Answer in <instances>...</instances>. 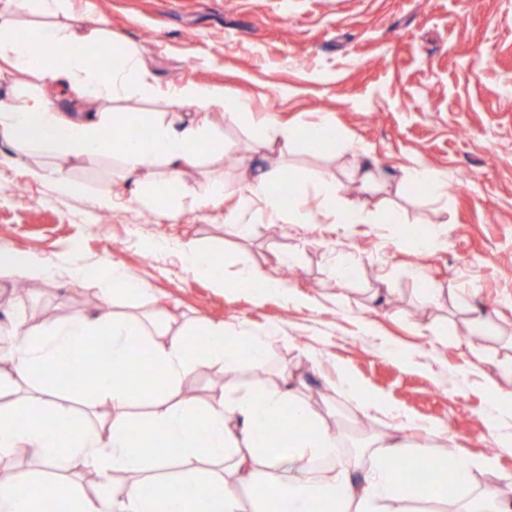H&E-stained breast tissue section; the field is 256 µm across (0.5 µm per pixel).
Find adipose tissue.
Wrapping results in <instances>:
<instances>
[{
    "label": "adipose tissue",
    "instance_id": "adipose-tissue-1",
    "mask_svg": "<svg viewBox=\"0 0 512 512\" xmlns=\"http://www.w3.org/2000/svg\"><path fill=\"white\" fill-rule=\"evenodd\" d=\"M69 3L0 0V61L40 82L38 93L23 102L0 95V144L17 159L109 155L118 160L123 180L134 183L163 165L161 182L141 195L160 207L223 198V183L202 186L186 174L197 168L204 147L224 143L213 111L247 116L249 101L227 88L176 85L169 90L176 111L150 116L144 138L115 136L132 114H93L86 102L107 103L128 91L152 95L148 62L137 46L122 42L112 64L89 67L86 50L111 40L112 32L86 26ZM19 9L31 20L17 34L9 17ZM22 40L28 50L19 48ZM71 45L80 46V53L60 57ZM279 178V171L269 170L249 184L237 214L229 218L237 233L247 229L241 215L259 204L292 224L315 222L300 197L271 192ZM311 179L319 187L322 211L336 223H373L363 208L337 207L335 177L315 172ZM11 331L15 343L0 351V463L30 451L40 468L0 480V512H57L59 501L72 505L73 512H246L239 495L243 488L257 512H512V476L482 486L464 460L456 464L444 493L412 480V471L423 464L444 467L436 456L444 426L407 418L399 433L372 435L350 452L291 386L257 384L247 396L202 410L184 395V379L199 368L233 371L245 359L264 364L261 337H248L242 347L220 324L173 336L158 316L109 311L74 312L50 324L20 316ZM94 356L107 368L88 385L84 367ZM131 361L150 375L148 384L135 388L119 381L115 367ZM62 376L75 395L111 406V419L94 422L70 403L50 398L53 382ZM134 395L152 400L155 411L132 417L126 406ZM83 469L105 476L124 473L128 479L116 497L90 499L80 495L72 479ZM48 481L55 498L47 502L41 487Z\"/></svg>",
    "mask_w": 512,
    "mask_h": 512
}]
</instances>
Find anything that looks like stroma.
Instances as JSON below:
<instances>
[{"instance_id":"obj_1","label":"stroma","mask_w":512,"mask_h":512,"mask_svg":"<svg viewBox=\"0 0 512 512\" xmlns=\"http://www.w3.org/2000/svg\"><path fill=\"white\" fill-rule=\"evenodd\" d=\"M73 8L150 63L155 94L125 93L112 109L172 112L168 89L198 83L249 98L253 117L214 114L224 148H205L190 177L223 181L225 197L184 201L170 216L129 199L101 201L109 189L134 190L109 158L40 157V165L66 167L82 187L72 194L0 160V243L57 272L25 298L15 286L0 288V326L17 314L54 321L105 307L151 314L153 307L73 277L117 265L170 312L172 333L220 322L267 336L268 382L292 371L303 398L345 443L355 441L362 412L336 387L341 373L368 396L444 424L452 459H491L480 482L512 475V410L491 402L492 392L512 391L496 369L511 352L461 331L484 311L495 330L512 333V0H73ZM326 113L335 118V148L315 155L277 141L259 164L279 169L310 208L319 198L307 176L323 170L336 178L339 206L380 216L398 208L407 223L291 224L263 210L245 216L246 237L230 233L224 218L253 176V119L269 115L297 128ZM228 153L237 158L231 169ZM357 164L375 168L382 188L367 192L352 181ZM419 164L445 175V199L406 181ZM104 213L109 223L98 222ZM436 228L435 247L418 250L417 237ZM181 243L217 256L223 287L184 268ZM340 253L359 261L342 281L330 271ZM247 265L284 279L287 292L258 299L234 288ZM427 288L443 289L444 299L428 304ZM253 373L246 361L234 372L201 368L183 391L205 407L250 393ZM493 414L498 440L487 428Z\"/></svg>"}]
</instances>
